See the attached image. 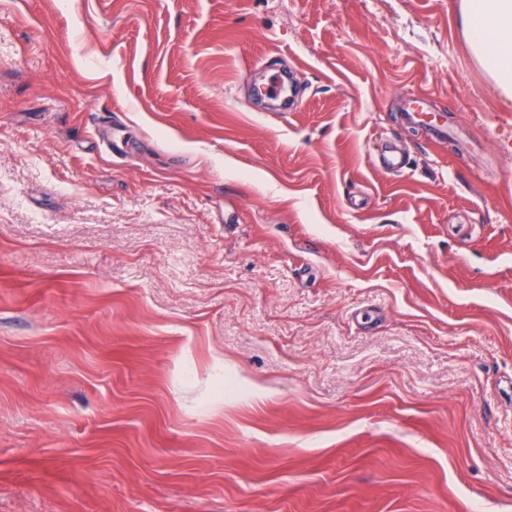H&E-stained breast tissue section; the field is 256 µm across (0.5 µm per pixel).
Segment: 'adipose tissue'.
Instances as JSON below:
<instances>
[{
	"instance_id": "ef3b65f1",
	"label": "adipose tissue",
	"mask_w": 512,
	"mask_h": 512,
	"mask_svg": "<svg viewBox=\"0 0 512 512\" xmlns=\"http://www.w3.org/2000/svg\"><path fill=\"white\" fill-rule=\"evenodd\" d=\"M460 14L470 52L512 101V0H462Z\"/></svg>"
}]
</instances>
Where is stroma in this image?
<instances>
[{
	"instance_id": "stroma-1",
	"label": "stroma",
	"mask_w": 512,
	"mask_h": 512,
	"mask_svg": "<svg viewBox=\"0 0 512 512\" xmlns=\"http://www.w3.org/2000/svg\"><path fill=\"white\" fill-rule=\"evenodd\" d=\"M0 512H512V102L460 0H0ZM287 86L289 89L294 87L292 81L288 82L287 75H284L283 73H273L267 78L264 84L265 96L271 99L281 100L288 105V100L295 98V92H289L287 96L285 94ZM417 102V100H412L406 105L404 112L405 120L420 126L431 139H444L447 136V130L444 125L438 124L435 121L425 122L421 118L422 113L418 112Z\"/></svg>"
}]
</instances>
